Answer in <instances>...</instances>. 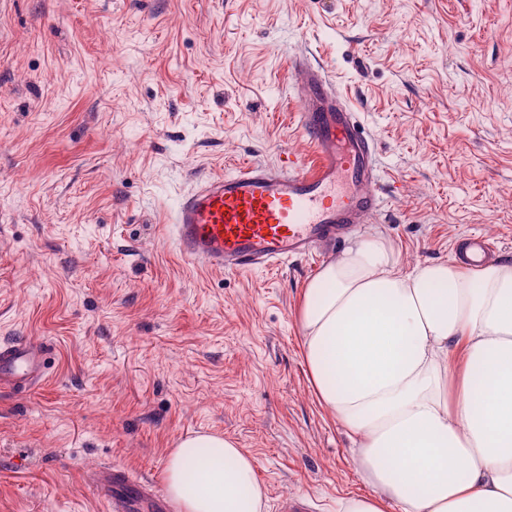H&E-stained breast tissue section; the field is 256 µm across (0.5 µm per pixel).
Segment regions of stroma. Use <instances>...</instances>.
I'll use <instances>...</instances> for the list:
<instances>
[{
	"instance_id": "obj_1",
	"label": "stroma",
	"mask_w": 512,
	"mask_h": 512,
	"mask_svg": "<svg viewBox=\"0 0 512 512\" xmlns=\"http://www.w3.org/2000/svg\"><path fill=\"white\" fill-rule=\"evenodd\" d=\"M306 45L384 174L358 235L407 265L471 235L512 260V0H0V343L48 345L37 387L0 388V512H106L93 469L164 488L200 430L256 457L266 512L366 493L302 354L325 257L207 270L164 223L197 176L313 168Z\"/></svg>"
}]
</instances>
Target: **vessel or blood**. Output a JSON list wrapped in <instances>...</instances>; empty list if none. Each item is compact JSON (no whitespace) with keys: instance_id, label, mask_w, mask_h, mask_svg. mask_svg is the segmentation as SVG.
Masks as SVG:
<instances>
[{"instance_id":"b4317fda","label":"vessel or blood","mask_w":512,"mask_h":512,"mask_svg":"<svg viewBox=\"0 0 512 512\" xmlns=\"http://www.w3.org/2000/svg\"><path fill=\"white\" fill-rule=\"evenodd\" d=\"M289 67L298 76V122L314 149L315 167L247 161L232 172L200 177L166 217L184 259L235 273L276 266L320 254L381 209L374 145L355 113L310 50L295 52ZM45 360L38 341L1 345L0 386L33 387ZM91 478L105 490L111 512H136L142 504L150 512L170 510L156 486L134 482L127 470L104 465Z\"/></svg>"}]
</instances>
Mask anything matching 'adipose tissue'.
<instances>
[{
  "instance_id": "obj_1",
  "label": "adipose tissue",
  "mask_w": 512,
  "mask_h": 512,
  "mask_svg": "<svg viewBox=\"0 0 512 512\" xmlns=\"http://www.w3.org/2000/svg\"><path fill=\"white\" fill-rule=\"evenodd\" d=\"M304 361L368 488L341 512H512V261L405 269L358 237L303 286ZM256 459L204 431L171 450L177 512H265Z\"/></svg>"
}]
</instances>
